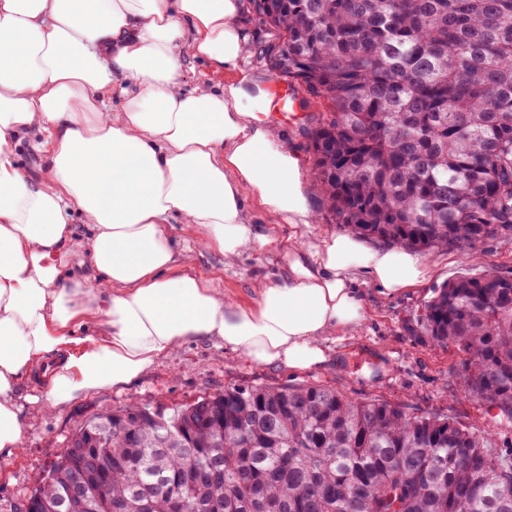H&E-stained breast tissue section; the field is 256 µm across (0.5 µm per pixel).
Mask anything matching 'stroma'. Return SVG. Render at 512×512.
Returning a JSON list of instances; mask_svg holds the SVG:
<instances>
[{
  "mask_svg": "<svg viewBox=\"0 0 512 512\" xmlns=\"http://www.w3.org/2000/svg\"><path fill=\"white\" fill-rule=\"evenodd\" d=\"M243 25L250 52L239 69L261 84H269L275 75L258 59L261 46L268 40L265 27L251 11ZM295 112L294 120L274 124L273 129L300 160L314 218L311 224L293 226L257 208L252 209L251 216L262 232L271 233L276 240L293 235L313 246L325 235L340 232L341 227L326 219L323 197L312 178L308 132L318 106L306 90H299ZM425 261L430 268L425 280L397 295L382 293L366 275H359L357 285L367 319L355 333L329 337L325 343L328 360L319 367L291 371L279 365L254 366L221 345L198 342L161 359L127 387L87 394L60 411L49 413L39 405L23 403L25 444L12 458L0 460V512H10L29 496L85 421L131 401L169 408L234 384L315 383L352 397L401 404L418 413L437 412L486 428L491 419L486 405L458 397L461 356L421 334L417 318L436 288L449 280L477 276L488 269L512 277V240L487 239L471 257L452 248L437 250ZM192 268L212 287L244 303L252 301L255 281L277 282L288 275L285 262L272 248L247 252L231 266L225 265L223 254L217 250L195 249Z\"/></svg>",
  "mask_w": 512,
  "mask_h": 512,
  "instance_id": "35a3bbf8",
  "label": "stroma"
}]
</instances>
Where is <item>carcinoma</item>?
I'll list each match as a JSON object with an SVG mask.
<instances>
[{
    "label": "carcinoma",
    "mask_w": 512,
    "mask_h": 512,
    "mask_svg": "<svg viewBox=\"0 0 512 512\" xmlns=\"http://www.w3.org/2000/svg\"><path fill=\"white\" fill-rule=\"evenodd\" d=\"M251 5L271 35L259 58L320 106L313 175L336 223L423 254L512 238V0ZM419 327L462 356L464 397L512 423V278L448 282ZM77 437L34 491L46 502L96 470L112 512H512L492 431L314 383L130 403ZM82 501L106 512L94 482Z\"/></svg>",
    "instance_id": "cac0c4a2"
}]
</instances>
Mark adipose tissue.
I'll return each mask as SVG.
<instances>
[{"label":"adipose tissue","instance_id":"obj_1","mask_svg":"<svg viewBox=\"0 0 512 512\" xmlns=\"http://www.w3.org/2000/svg\"><path fill=\"white\" fill-rule=\"evenodd\" d=\"M245 8L0 0V457L24 445L20 388L31 376L43 385L30 402L56 411L193 342L307 370L326 362L327 337L365 321L358 274L390 295L428 275L417 254L347 234L311 249L282 241L287 279L257 283L249 304L194 272L173 221L232 263L272 242L249 205L291 225L312 218L299 159L260 117L264 94L232 76L248 53ZM185 55L225 73L223 88L185 91ZM34 129L51 148L46 175L28 179L12 145ZM78 253L93 284L66 272Z\"/></svg>","mask_w":512,"mask_h":512}]
</instances>
